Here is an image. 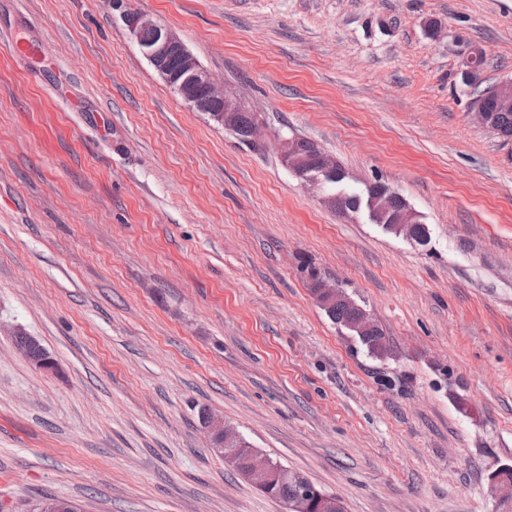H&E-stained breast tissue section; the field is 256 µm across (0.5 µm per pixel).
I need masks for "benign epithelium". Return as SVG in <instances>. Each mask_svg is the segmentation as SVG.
Returning a JSON list of instances; mask_svg holds the SVG:
<instances>
[{"mask_svg": "<svg viewBox=\"0 0 512 512\" xmlns=\"http://www.w3.org/2000/svg\"><path fill=\"white\" fill-rule=\"evenodd\" d=\"M112 9L119 13L129 38L137 44L162 79L184 101L191 103L202 94L224 101V112L218 114L217 119L226 125L230 124L232 113L245 108L241 100L230 95L224 86L214 81L170 29L132 10L128 6V0H112ZM146 29L153 31L150 40L142 38V33ZM462 56L464 74L471 79L478 78L480 53L477 49L468 47L462 52ZM281 147L286 164L316 189L321 187L324 181L342 176L336 161L325 154L320 155L315 162L297 155V141L294 139H284ZM386 198L387 195L381 191L368 195L365 206L370 218L396 236L403 235L410 239L417 237V229L421 227V223L416 214L406 206L398 211L389 210ZM312 295L324 309L344 304L357 310V318L345 325L350 335L362 340L378 329L370 314L340 284L330 281L327 276L322 275L315 281ZM203 429L218 452H223L234 460L242 458V476L258 490H267L280 478V466L260 453L253 445L246 443L236 428L224 423L223 417L208 414ZM490 490L497 500L498 512H512V485L493 477ZM312 507L318 512H339L341 502L334 494L319 492L306 486L287 504L288 512H307Z\"/></svg>", "mask_w": 512, "mask_h": 512, "instance_id": "1", "label": "benign epithelium"}]
</instances>
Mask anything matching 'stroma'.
Masks as SVG:
<instances>
[{
	"mask_svg": "<svg viewBox=\"0 0 512 512\" xmlns=\"http://www.w3.org/2000/svg\"><path fill=\"white\" fill-rule=\"evenodd\" d=\"M254 113L242 142L180 99L110 0H0L43 44L0 67V512H287L200 409L346 512H497L512 464V139L471 104L512 79V0H132ZM482 48L477 84L460 51ZM398 192L418 244L324 202ZM343 283L391 348L315 304ZM34 336L58 366L16 348ZM281 147L284 160L289 168H292L298 176L316 189H319L325 180L342 176L336 161L324 153L318 157L316 162H312L316 160L321 151L307 140L296 141L286 138L283 139ZM296 147H298L300 155L304 157L296 154ZM495 476H501L503 479L510 482L504 483L497 477L491 478L490 490L495 496L498 504L499 512H511L512 511V466L501 468Z\"/></svg>",
	"mask_w": 512,
	"mask_h": 512,
	"instance_id": "obj_1",
	"label": "stroma"
}]
</instances>
